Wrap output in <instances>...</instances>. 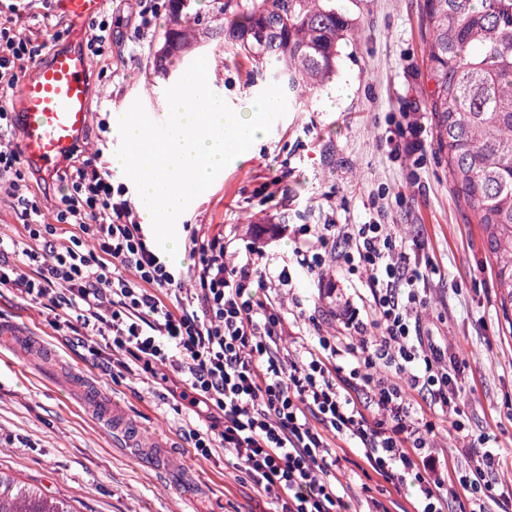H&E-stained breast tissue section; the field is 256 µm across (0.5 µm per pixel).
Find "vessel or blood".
Returning a JSON list of instances; mask_svg holds the SVG:
<instances>
[{
    "label": "vessel or blood",
    "mask_w": 512,
    "mask_h": 512,
    "mask_svg": "<svg viewBox=\"0 0 512 512\" xmlns=\"http://www.w3.org/2000/svg\"><path fill=\"white\" fill-rule=\"evenodd\" d=\"M63 16L82 24L95 18L105 0H57ZM90 61L76 47L55 49L37 63L18 91L19 146L35 168H54L86 130L89 119Z\"/></svg>",
    "instance_id": "obj_1"
}]
</instances>
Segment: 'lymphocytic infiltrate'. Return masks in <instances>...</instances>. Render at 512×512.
<instances>
[{
	"instance_id": "obj_1",
	"label": "lymphocytic infiltrate",
	"mask_w": 512,
	"mask_h": 512,
	"mask_svg": "<svg viewBox=\"0 0 512 512\" xmlns=\"http://www.w3.org/2000/svg\"><path fill=\"white\" fill-rule=\"evenodd\" d=\"M47 42L32 40L0 23V86L14 87L41 59ZM18 118L0 107V181L20 209L31 240L43 252L23 248L39 261L38 278L11 276L39 300L55 295L95 336L111 333L113 349L129 355L146 373L168 383L180 376L178 398L187 409L220 414L224 452L236 459L273 512H341L347 487L333 440L361 449L368 466L386 481L417 488V512H448L443 489L448 464L433 450V418L443 414L462 428L465 403L458 358L425 338L418 283L437 269L411 257L406 238L384 224L300 225L287 268L259 269L262 252L246 246L227 261L223 233L191 231L198 259L182 268L162 259L147 241L124 184L114 183L103 149L71 151L56 174L69 192L55 224L75 226L68 243L47 242V224L32 185L17 169ZM344 259L363 274L370 292L367 313L345 312L344 336H322L290 360L281 344L288 324L269 285L289 287L291 268L323 270L337 241ZM61 293H54V286ZM428 414L414 417L418 404ZM470 463L457 483L471 498L469 512H488L492 499L512 502V488L496 492L488 476L499 466L493 449L467 441Z\"/></svg>"
}]
</instances>
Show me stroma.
Returning a JSON list of instances; mask_svg holds the SVG:
<instances>
[{
  "label": "stroma",
  "instance_id": "35a3bbf8",
  "mask_svg": "<svg viewBox=\"0 0 512 512\" xmlns=\"http://www.w3.org/2000/svg\"><path fill=\"white\" fill-rule=\"evenodd\" d=\"M354 39L339 46L336 75L327 88L289 99L287 114L251 150L230 162L208 193L192 201L183 221L211 232H235L234 246L264 243L263 265L284 266L294 248L289 226L386 224L415 236L418 263L439 272L426 289L425 335L459 352L465 387V431L489 436L502 464L494 479L512 482V323L472 210L451 190L448 162L439 154L424 90L429 29L424 0H336ZM119 12L122 41L113 45L120 75L92 84L110 111L142 101L166 120L167 81L154 67L169 24L161 16L138 38L130 0H106L103 15ZM23 27L38 40L83 45V28L58 12L55 0H32ZM139 52H129L131 44ZM209 86L241 110L269 84L248 65L226 62L224 38H212ZM417 121L423 148L398 151L399 128ZM283 296L286 322L305 337L343 328V303L364 308L369 292L348 265L328 257L322 274L296 272ZM0 321L27 331L0 360V469L45 493L70 501L75 512H270L222 445L195 454L190 431L206 416L182 408L135 363L117 364L109 339L86 335L51 298L38 301L0 284ZM126 419L138 432L128 448L112 425ZM353 492L369 487L390 512H414L412 489L375 473L360 449L345 451Z\"/></svg>",
  "mask_w": 512,
  "mask_h": 512
}]
</instances>
